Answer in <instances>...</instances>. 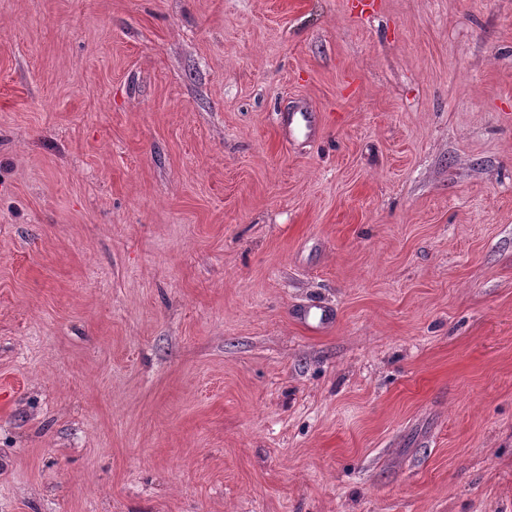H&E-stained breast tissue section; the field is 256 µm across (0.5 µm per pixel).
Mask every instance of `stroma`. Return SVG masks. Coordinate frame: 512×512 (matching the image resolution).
I'll use <instances>...</instances> for the list:
<instances>
[{
	"label": "stroma",
	"mask_w": 512,
	"mask_h": 512,
	"mask_svg": "<svg viewBox=\"0 0 512 512\" xmlns=\"http://www.w3.org/2000/svg\"><path fill=\"white\" fill-rule=\"evenodd\" d=\"M0 512H512V0H0Z\"/></svg>",
	"instance_id": "1"
}]
</instances>
